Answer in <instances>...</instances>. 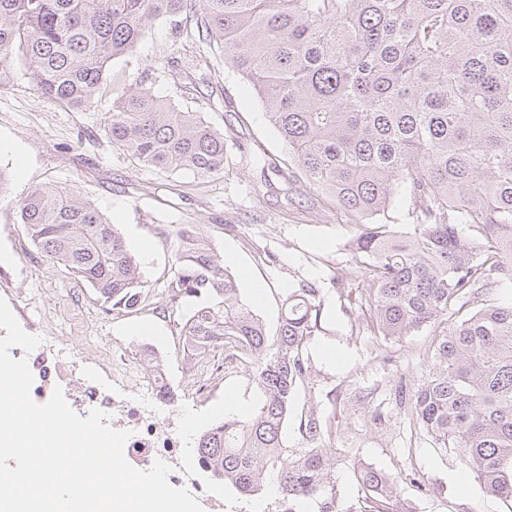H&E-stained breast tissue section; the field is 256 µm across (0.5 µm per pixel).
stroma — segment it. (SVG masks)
<instances>
[{
	"label": "stroma",
	"mask_w": 512,
	"mask_h": 512,
	"mask_svg": "<svg viewBox=\"0 0 512 512\" xmlns=\"http://www.w3.org/2000/svg\"><path fill=\"white\" fill-rule=\"evenodd\" d=\"M141 84L159 98L202 113L223 132V173L202 177L139 163L107 133L108 108L123 87ZM0 297L15 317H31L47 334L70 339L79 359L100 372L119 364L140 379L163 370L177 388L178 406L201 434L224 416L233 395L254 412L262 399L249 363L224 349L196 359L181 331L196 306L172 298L178 235L207 238L255 305L268 334L279 327L289 291L319 290L330 323L312 337L298 409L326 420L324 445L334 462L336 512H364L365 494L352 463L361 461L399 481L407 512H512L486 493L455 449L435 445L417 422L409 389L425 380L434 330L402 341L372 336L364 309L346 292L369 281L352 252L359 228L321 195L302 196V179L269 125L248 82L178 17L157 19L133 52L114 59L101 101L74 109L42 96L30 69L15 65L0 84ZM77 188L115 224L135 252L144 282L139 304L115 309L91 288L49 261L17 224L18 205L34 186ZM336 351L328 359L324 346ZM158 353L145 360L143 350ZM407 392H400V384ZM224 512H281L273 486L252 496L225 486Z\"/></svg>",
	"instance_id": "stroma-1"
}]
</instances>
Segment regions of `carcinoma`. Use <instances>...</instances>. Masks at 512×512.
I'll return each instance as SVG.
<instances>
[{
	"instance_id": "cac0c4a2",
	"label": "carcinoma",
	"mask_w": 512,
	"mask_h": 512,
	"mask_svg": "<svg viewBox=\"0 0 512 512\" xmlns=\"http://www.w3.org/2000/svg\"><path fill=\"white\" fill-rule=\"evenodd\" d=\"M167 15L194 22L252 85L303 193L332 196L364 226L353 249L370 281L360 303L372 335L438 329L412 411L486 492L512 502V303L495 298L512 283V0H0V82L21 60L44 97L89 106L112 60ZM107 133L149 166L224 170V134L138 84L112 100ZM400 187L413 218L403 235L377 221ZM19 223L103 303L138 304L135 255L82 193L33 187ZM179 238L173 297L207 298L186 320V343L254 365L263 395L250 417L200 435L197 464L243 495L275 484L288 512L314 497L333 512L327 423L300 416L294 453L285 436L305 345L323 331L318 289L288 293L271 337L223 256L194 231ZM354 474L369 512H404L397 478L361 462Z\"/></svg>"
}]
</instances>
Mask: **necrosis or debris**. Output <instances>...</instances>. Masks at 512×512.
Here are the masks:
<instances>
[{
  "mask_svg": "<svg viewBox=\"0 0 512 512\" xmlns=\"http://www.w3.org/2000/svg\"><path fill=\"white\" fill-rule=\"evenodd\" d=\"M13 358H26L34 376L31 396L35 402H46L54 388H61L69 407L79 416L100 410L106 424L126 431L125 446L138 466L150 468L155 460L171 463L184 450L188 436L182 424H163L156 418L152 405L162 399L161 384H142L136 395H120V388L136 381L135 372L120 365L109 368L108 377L82 369L76 351L67 340L56 336L44 337L31 353L20 347L10 350Z\"/></svg>",
  "mask_w": 512,
  "mask_h": 512,
  "instance_id": "necrosis-or-debris-1",
  "label": "necrosis or debris"
}]
</instances>
